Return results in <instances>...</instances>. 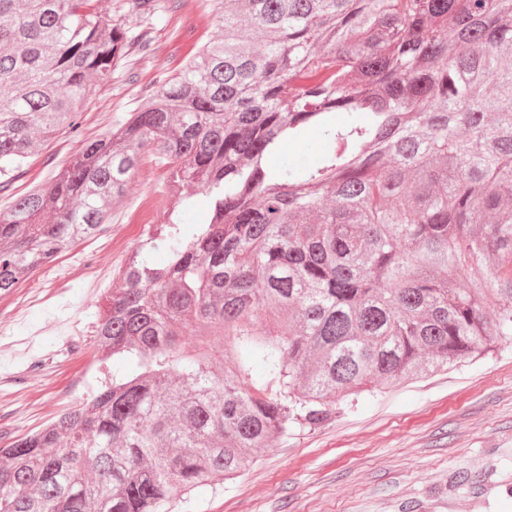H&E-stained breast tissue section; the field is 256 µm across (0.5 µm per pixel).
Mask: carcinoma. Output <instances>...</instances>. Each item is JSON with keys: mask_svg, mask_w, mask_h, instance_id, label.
<instances>
[{"mask_svg": "<svg viewBox=\"0 0 512 512\" xmlns=\"http://www.w3.org/2000/svg\"><path fill=\"white\" fill-rule=\"evenodd\" d=\"M210 2L222 38L0 211L2 296L144 161L168 173L165 258L128 257L93 335L134 368L0 448V512H172L350 395L512 338V0ZM196 6L0 0V187ZM311 129L312 163L269 164Z\"/></svg>", "mask_w": 512, "mask_h": 512, "instance_id": "carcinoma-1", "label": "carcinoma"}]
</instances>
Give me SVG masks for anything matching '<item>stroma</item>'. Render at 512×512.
<instances>
[{
    "instance_id": "obj_1",
    "label": "stroma",
    "mask_w": 512,
    "mask_h": 512,
    "mask_svg": "<svg viewBox=\"0 0 512 512\" xmlns=\"http://www.w3.org/2000/svg\"><path fill=\"white\" fill-rule=\"evenodd\" d=\"M219 33L207 0L188 15L170 12L151 31L154 54L133 72L116 73L79 114L77 133L60 136L0 188V210L30 185L47 183L81 140L136 109L159 78L176 76L195 46ZM166 180L159 165L135 175L127 207L104 232L77 241L0 297V311H6L14 297L64 281L67 293L29 307L13 333L34 353L72 346L46 369L42 391L13 387L17 415L0 417V448L58 415L78 380L99 386L86 372L94 363L90 338L103 304L89 297L88 284L97 270L122 266L132 250L162 257ZM190 512H512V340L475 363L361 395L322 426H293L256 449L223 488L198 497Z\"/></svg>"
}]
</instances>
